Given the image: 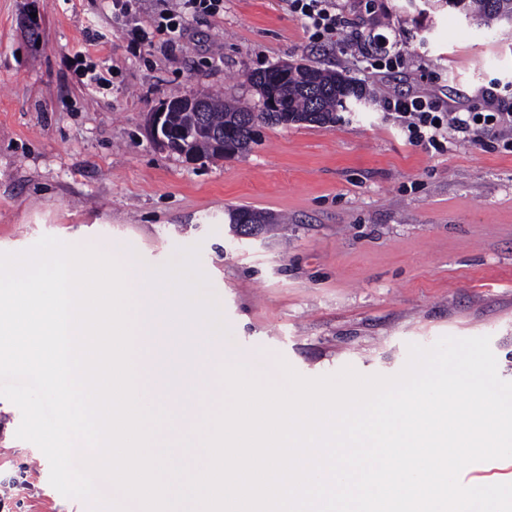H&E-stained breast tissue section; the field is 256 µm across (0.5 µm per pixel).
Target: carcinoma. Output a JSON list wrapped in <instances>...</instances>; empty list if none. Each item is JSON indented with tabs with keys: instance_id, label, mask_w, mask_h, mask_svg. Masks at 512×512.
Listing matches in <instances>:
<instances>
[{
	"instance_id": "cac0c4a2",
	"label": "carcinoma",
	"mask_w": 512,
	"mask_h": 512,
	"mask_svg": "<svg viewBox=\"0 0 512 512\" xmlns=\"http://www.w3.org/2000/svg\"><path fill=\"white\" fill-rule=\"evenodd\" d=\"M444 3L471 17L488 29L512 21V0H444ZM262 98L264 109L255 112L217 96L201 94V109L176 113L180 127L198 159L222 160L245 151L257 142L260 124L336 123L338 113L348 112L366 91L340 72L307 64H281L248 75ZM233 224L248 226L267 223L266 217L251 208L232 213Z\"/></svg>"
}]
</instances>
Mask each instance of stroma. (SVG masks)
Segmentation results:
<instances>
[{
    "instance_id": "35a3bbf8",
    "label": "stroma",
    "mask_w": 512,
    "mask_h": 512,
    "mask_svg": "<svg viewBox=\"0 0 512 512\" xmlns=\"http://www.w3.org/2000/svg\"><path fill=\"white\" fill-rule=\"evenodd\" d=\"M343 29L315 44L286 0H224L178 48L155 35L131 54L104 0H0V252L41 237L158 268L199 245L230 335L228 353L308 379L353 368L397 375L408 347L486 336L512 382V129L436 154L409 143L383 101L419 94L451 112L512 111V27L485 29L433 0H339ZM102 32L97 42L86 33ZM404 62L375 70L351 38ZM84 52L105 86L80 84ZM285 62L339 71L370 91L367 111L332 125L261 126L248 152L211 162L160 148L149 112L211 92L261 107L251 71ZM273 216L251 238L230 214ZM0 398V471L27 462L26 512H89L49 483L46 456L16 438Z\"/></svg>"
}]
</instances>
